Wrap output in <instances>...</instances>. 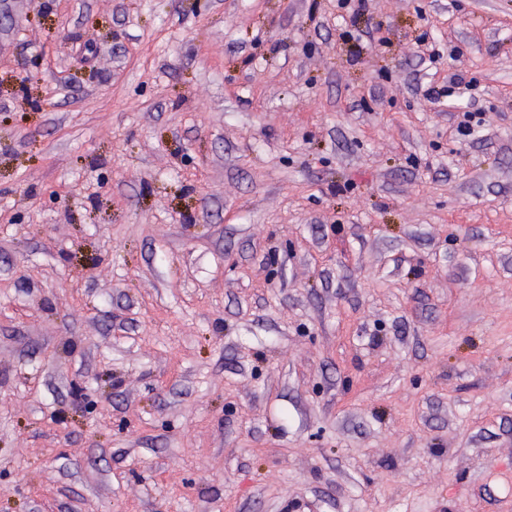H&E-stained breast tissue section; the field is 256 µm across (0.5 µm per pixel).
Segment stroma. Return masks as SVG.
I'll return each instance as SVG.
<instances>
[{
	"mask_svg": "<svg viewBox=\"0 0 512 512\" xmlns=\"http://www.w3.org/2000/svg\"><path fill=\"white\" fill-rule=\"evenodd\" d=\"M0 11V512H512V0Z\"/></svg>",
	"mask_w": 512,
	"mask_h": 512,
	"instance_id": "stroma-1",
	"label": "stroma"
}]
</instances>
